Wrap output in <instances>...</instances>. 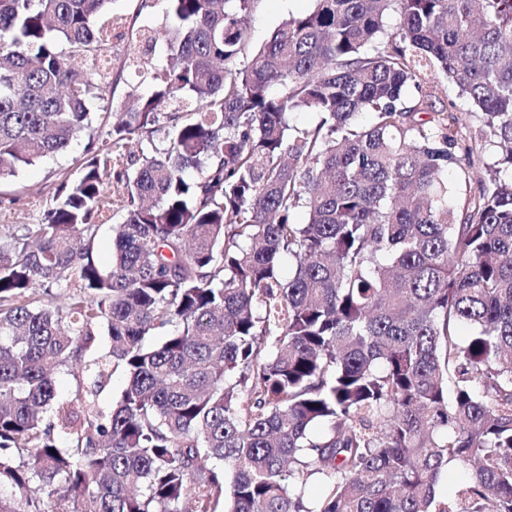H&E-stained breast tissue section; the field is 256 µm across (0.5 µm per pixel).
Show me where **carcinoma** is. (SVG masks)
<instances>
[{"label":"carcinoma","mask_w":512,"mask_h":512,"mask_svg":"<svg viewBox=\"0 0 512 512\" xmlns=\"http://www.w3.org/2000/svg\"><path fill=\"white\" fill-rule=\"evenodd\" d=\"M109 2L0 0V179L108 137L0 246V512H512V0H165L95 126ZM312 7L310 0H257L251 16V34L255 46L263 44L276 26L291 13ZM439 80L445 86V90L439 93L440 101L437 103V108H444L445 115H448V121L451 118H458L461 126H468L470 129H475L480 126L479 120L475 114L466 112L469 108L466 100L459 96L457 90L446 82V79L440 75ZM119 221V217H116L109 224H103L97 232L94 241V256L98 263L107 267L111 262L112 256V224L113 222Z\"/></svg>","instance_id":"carcinoma-1"}]
</instances>
